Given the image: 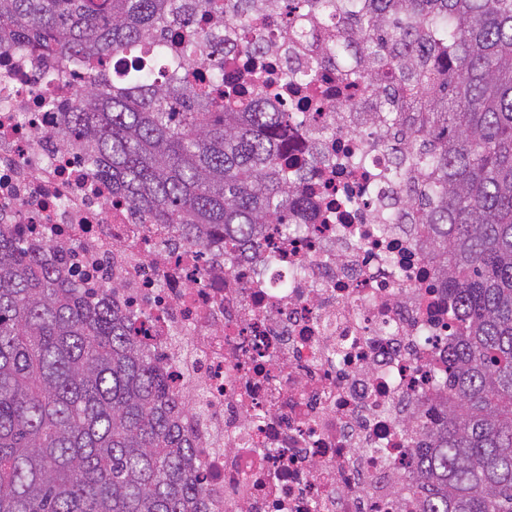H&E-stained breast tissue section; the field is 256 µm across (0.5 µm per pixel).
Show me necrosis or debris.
Returning a JSON list of instances; mask_svg holds the SVG:
<instances>
[{
  "mask_svg": "<svg viewBox=\"0 0 512 512\" xmlns=\"http://www.w3.org/2000/svg\"><path fill=\"white\" fill-rule=\"evenodd\" d=\"M286 27L276 0H250L224 29V78L299 114L283 151L299 221L191 250L171 225L105 205L82 152L54 136L78 69L59 62L46 81L16 46L0 53V222L90 272L86 291L121 305L167 387L206 403L203 423L185 421L205 512H422L417 422L448 405L442 261L412 177H386L398 149L372 134L374 85L332 65L289 82L331 35L298 43Z\"/></svg>",
  "mask_w": 512,
  "mask_h": 512,
  "instance_id": "obj_1",
  "label": "necrosis or debris"
}]
</instances>
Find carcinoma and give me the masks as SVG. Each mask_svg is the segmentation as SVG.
Returning a JSON list of instances; mask_svg holds the SVG:
<instances>
[{"label":"carcinoma","instance_id":"1","mask_svg":"<svg viewBox=\"0 0 512 512\" xmlns=\"http://www.w3.org/2000/svg\"><path fill=\"white\" fill-rule=\"evenodd\" d=\"M288 31L308 32L299 0ZM242 0H0V51L100 59L61 113L59 142L87 151L144 224L189 246L287 224L296 201L281 168L288 112L226 103L186 72L224 44ZM212 26L172 51L158 22L193 12ZM327 60L350 76L382 68L404 93L376 91L380 126L406 130L404 170L435 229L454 300L448 411L425 427L412 474L423 512H512V0H345L322 9ZM446 60V65L439 60ZM122 312L81 299L75 273L0 224V512H202L199 458Z\"/></svg>","mask_w":512,"mask_h":512}]
</instances>
